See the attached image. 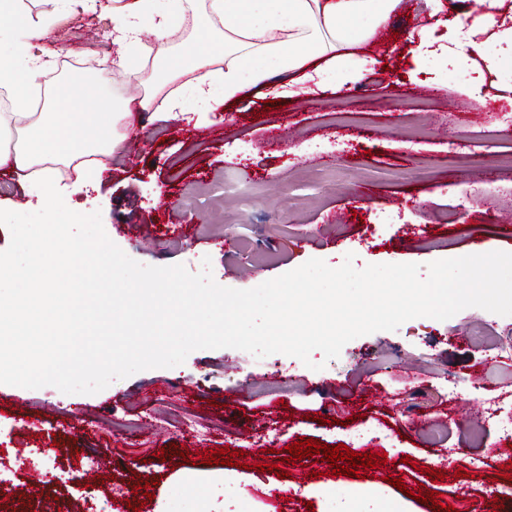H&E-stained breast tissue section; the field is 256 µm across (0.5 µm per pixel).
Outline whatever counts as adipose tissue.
Here are the masks:
<instances>
[{"label":"adipose tissue","mask_w":512,"mask_h":512,"mask_svg":"<svg viewBox=\"0 0 512 512\" xmlns=\"http://www.w3.org/2000/svg\"><path fill=\"white\" fill-rule=\"evenodd\" d=\"M404 0H112V43L119 71L147 72L138 95L111 97L85 83L62 80L48 96L52 102L79 110L80 121L55 112H1L0 127L18 135L10 147L0 146V167L35 176L39 200H58L64 184L60 169L72 168L76 183L98 188L101 166L93 154L119 150L131 117L153 107L170 114L204 113L238 102L245 88L265 87L275 75L289 76L278 95H293L296 86L323 73L342 81L362 78L369 59L353 50L384 28ZM465 43L480 50L483 40L512 46V0H476ZM204 11L210 35L173 48L176 19L196 9ZM151 23L156 45L143 55V23ZM48 19L13 22L9 56H0V69L35 75L49 66L48 55L29 51ZM178 493L199 512H224L225 480L217 476L179 474Z\"/></svg>","instance_id":"obj_1"}]
</instances>
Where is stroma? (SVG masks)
Segmentation results:
<instances>
[{
    "mask_svg": "<svg viewBox=\"0 0 512 512\" xmlns=\"http://www.w3.org/2000/svg\"><path fill=\"white\" fill-rule=\"evenodd\" d=\"M432 0L398 8L362 51L376 63L362 79L271 105L248 90L243 102L193 116L145 115L136 153L103 159L99 189L72 191L71 210L100 212L108 237L150 266L202 268L210 258L221 286L250 289L320 258L339 266L353 254L369 264L428 263L487 251L512 253V172L498 162L512 150V127L497 114L512 104L502 68L480 60L448 65L439 55L421 62L402 54L406 34L425 21ZM37 18L54 15L38 46L53 64L35 79L37 106L52 85L90 72L113 73L108 0L61 13L55 0H17ZM460 79L448 82V70ZM418 102L422 111L404 106ZM494 131L493 140L480 130ZM512 337V316L467 308L440 321L420 317L397 330L349 341L338 358L256 359L232 348L197 350L173 368L117 379L96 394H65L52 386L0 384V449L37 450L32 476L0 474L11 495L32 512H91L108 497L111 512H189L170 489L179 472L209 471L248 480L249 512H366L381 501L399 512H512V479L499 478L505 439L490 400L512 410V365L498 351ZM480 369L486 381L472 380ZM376 386L382 399L364 394ZM234 401H225V394ZM426 425L415 426L418 417ZM371 429L363 452L386 455L387 480L330 473L307 457L288 464V445L314 437L328 445ZM188 448L190 460L180 450ZM242 450L259 475L242 467L207 465L203 451ZM97 456L89 478L87 456ZM289 470L278 478L272 464ZM463 477H455L456 469ZM315 469L319 496L299 473ZM446 471L444 480L429 471ZM402 479L404 489L393 487ZM150 484L152 500L134 491ZM441 492L440 505L410 491Z\"/></svg>",
    "mask_w": 512,
    "mask_h": 512,
    "instance_id": "stroma-1",
    "label": "stroma"
}]
</instances>
